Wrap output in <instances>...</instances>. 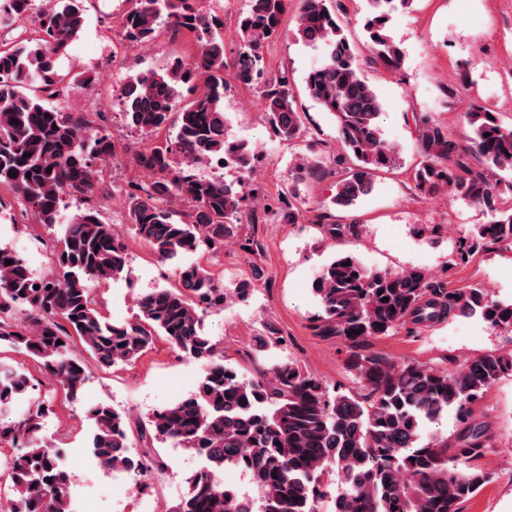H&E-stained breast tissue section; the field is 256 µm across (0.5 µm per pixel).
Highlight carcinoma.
<instances>
[{
    "mask_svg": "<svg viewBox=\"0 0 512 512\" xmlns=\"http://www.w3.org/2000/svg\"><path fill=\"white\" fill-rule=\"evenodd\" d=\"M87 2L48 0L36 12L34 27L0 39V210L6 192L20 200L22 218L52 227L65 199L80 203L60 226L53 270L34 273L21 255L0 243V347L25 350L73 400L90 379L86 361L72 352L75 336L102 369L137 360L158 336L196 360L202 368L196 389L134 427L106 403L86 410L94 426V458L129 478L134 489L144 487L153 468L164 466L152 453L155 441L202 459L171 512H319L327 498L333 512H460L488 480L470 462L493 440L487 427L470 421L473 406L500 378L512 375V354L489 352L452 369L356 352L349 369L368 393L353 395L330 391L290 359L247 377L224 360L221 342L204 332V315L224 307L226 294L194 255L217 253L232 240L254 255L260 244L239 238L241 224H258L269 215L301 223L297 183L305 171L325 164L299 158L288 191L246 213L242 202L258 201V189L242 178L228 181L200 172L201 165L219 158L242 173L253 169L249 144L226 131L229 69L244 86L263 83L260 109L281 139L291 142L301 135V113L288 79L262 81L263 45L279 33L285 0H251L239 20L231 61L224 54V21L198 8V0H128L131 7L113 18L128 50L152 42L165 27L188 36L195 52L163 73L132 75L121 88L128 124L162 135L163 142L133 151L132 164L150 173V181H114L109 188L123 201L132 233L160 261L174 265L178 286L141 294L129 320L101 315L91 284L119 278L129 263L125 240L91 205L101 165L114 156L115 144L102 113H95L94 121L86 112L65 111L57 101L59 90L80 85L59 62L83 30ZM368 2L366 40L360 45L348 35L343 0H298L295 16L296 37L323 50L305 87L336 122L342 150L336 164L344 171L332 203L340 208L369 195L378 175L396 166L378 125L383 101L363 76L361 61L366 52L387 70L400 68L403 52L387 23L392 11L411 0ZM33 6L34 0H0V28ZM184 92L191 100L181 107ZM465 120L471 136L461 146L442 124L419 119L422 161L413 174L421 193L443 191L492 213L488 223L460 238L453 266L468 263L489 244L512 250V210L495 207L501 195L512 193V124L486 105L466 113ZM471 155L481 167L470 166ZM177 201L188 209H174ZM311 289L321 334L357 346L408 321L421 325L450 315L478 313L492 327L512 332V302L492 298L479 285L448 289L421 268L373 270L355 256L338 254ZM28 389L26 373L0 361V442L22 447L0 465L8 480L0 485V512H75L72 474L61 452L40 437L45 402L16 413ZM450 411L463 424L451 445L433 429ZM134 432L146 446L138 454L130 446ZM230 469L248 477L253 494L225 486L224 471Z\"/></svg>",
    "mask_w": 512,
    "mask_h": 512,
    "instance_id": "1",
    "label": "carcinoma"
}]
</instances>
